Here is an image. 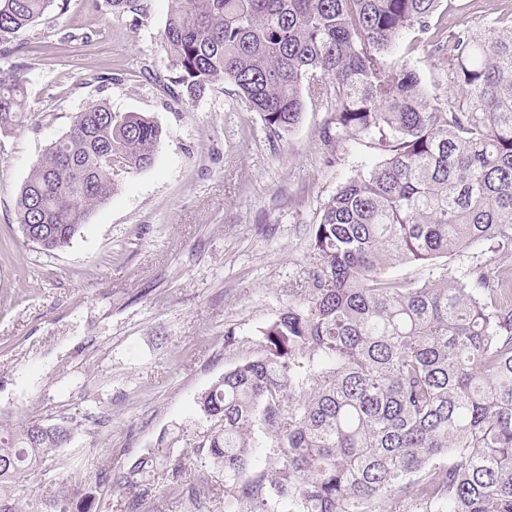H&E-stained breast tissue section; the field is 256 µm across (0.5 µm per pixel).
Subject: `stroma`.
<instances>
[{
  "label": "stroma",
  "mask_w": 512,
  "mask_h": 512,
  "mask_svg": "<svg viewBox=\"0 0 512 512\" xmlns=\"http://www.w3.org/2000/svg\"><path fill=\"white\" fill-rule=\"evenodd\" d=\"M511 4L443 7L449 27L485 32ZM141 6L66 0L0 52L2 69L19 56L28 63L31 109L25 126L0 131V416L72 431L47 472L6 493L50 498L64 485L68 512L88 496L104 508L137 499L144 512H183L162 485L95 481L129 473L161 446L209 512H224V470L198 445L210 423L197 400L262 355L263 328L311 262L322 206L376 157L349 142L325 145L320 109L308 108L281 141L231 85L193 104L174 97L159 39L168 0ZM98 99L153 118L166 136L151 168L114 163L117 191L70 248L49 256L22 234L16 199L46 148Z\"/></svg>",
  "instance_id": "1"
}]
</instances>
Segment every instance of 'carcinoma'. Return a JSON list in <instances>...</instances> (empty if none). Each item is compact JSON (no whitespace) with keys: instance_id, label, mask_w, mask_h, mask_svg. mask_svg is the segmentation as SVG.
Wrapping results in <instances>:
<instances>
[{"instance_id":"carcinoma-1","label":"carcinoma","mask_w":512,"mask_h":512,"mask_svg":"<svg viewBox=\"0 0 512 512\" xmlns=\"http://www.w3.org/2000/svg\"><path fill=\"white\" fill-rule=\"evenodd\" d=\"M53 2L0 0V44ZM169 2L160 37L178 97L230 84L281 141L319 105L325 143L379 155L323 205L312 263L262 330L263 354L198 400L227 512H512V266L446 262L512 252V9L486 34L448 29L443 0ZM423 34L444 51L448 95L397 58ZM27 69L0 71L1 130L27 120ZM162 138L149 117L88 104L32 167L19 227L47 254L69 248L116 189L112 158L148 169ZM397 262L426 277L387 275ZM258 431L269 474L248 470ZM70 434L0 421V487L36 474ZM182 473L168 489L205 512ZM131 474L158 480L154 454ZM47 504L0 495V512Z\"/></svg>"}]
</instances>
